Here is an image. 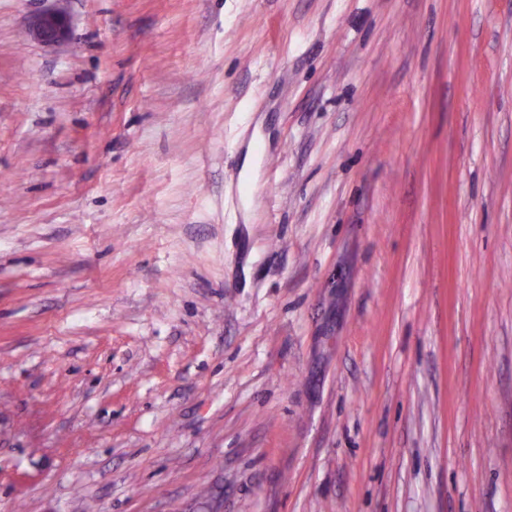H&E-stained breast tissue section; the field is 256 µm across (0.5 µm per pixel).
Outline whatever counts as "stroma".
<instances>
[{
    "instance_id": "obj_1",
    "label": "stroma",
    "mask_w": 512,
    "mask_h": 512,
    "mask_svg": "<svg viewBox=\"0 0 512 512\" xmlns=\"http://www.w3.org/2000/svg\"><path fill=\"white\" fill-rule=\"evenodd\" d=\"M0 512H512V0H0ZM70 19L62 9H52L39 13L31 28V34L44 43H58L69 38Z\"/></svg>"
}]
</instances>
